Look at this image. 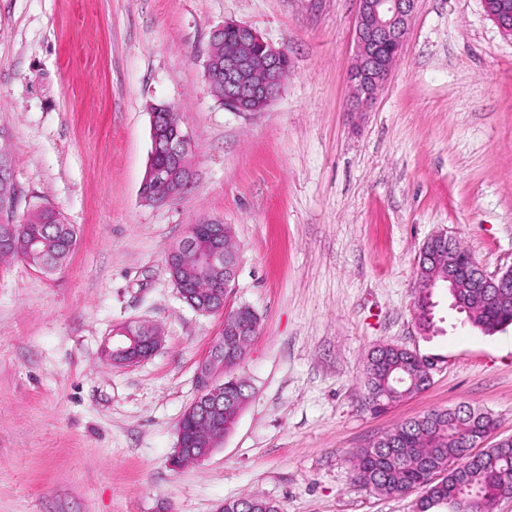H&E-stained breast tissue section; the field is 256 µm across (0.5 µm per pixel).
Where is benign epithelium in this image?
<instances>
[{
    "mask_svg": "<svg viewBox=\"0 0 512 512\" xmlns=\"http://www.w3.org/2000/svg\"><path fill=\"white\" fill-rule=\"evenodd\" d=\"M357 56L349 79L353 111H366L379 88L389 79L392 66L401 54L416 0H357ZM485 9L501 30L512 35V5L507 0H483ZM229 32L236 35L224 43V57L212 46L205 51V75L215 88H224V105L237 112H259L281 93L284 75L281 66L286 51L265 41L251 26L228 21L214 30L210 41ZM153 149L141 195L150 202H166L171 191L185 190L192 183L190 138L177 122L176 107L167 102L148 105ZM207 271L224 272V293L207 291L201 301L204 313L222 312L236 279L239 253L225 224H209L204 234L189 227L182 240L167 254V267L174 286L181 284V271L188 263ZM481 276L483 287L497 288L512 278V267L501 274H489L474 259L465 256L448 239V283L452 288H469L471 279ZM255 312L235 310L224 322L223 336L211 346L196 372L197 394L179 422L177 443L169 457V467L179 470L207 460L224 441V380L230 367L224 359V337L233 336L248 344L257 326ZM161 332L149 323L126 324L112 330V360L121 368L147 360L162 347Z\"/></svg>",
    "mask_w": 512,
    "mask_h": 512,
    "instance_id": "1",
    "label": "benign epithelium"
}]
</instances>
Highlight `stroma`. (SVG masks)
<instances>
[{"label": "stroma", "instance_id": "1", "mask_svg": "<svg viewBox=\"0 0 512 512\" xmlns=\"http://www.w3.org/2000/svg\"><path fill=\"white\" fill-rule=\"evenodd\" d=\"M356 0H0V152L21 206L77 230L59 268L0 262V512H216L256 495L280 512H414L349 453L395 424L469 404L512 436V326L486 334L447 289L433 332L414 301L423 243L456 238L512 267V36L483 0H417L374 103L350 109ZM248 24L288 50L282 93L235 112L204 72L210 36ZM193 146L177 200L145 202L152 102ZM229 224L240 267L227 309L259 330L236 370L252 397L220 449L174 471L177 424L224 317L179 297L168 250ZM161 328L149 360L102 356L113 328ZM431 365L424 392L364 406L368 352Z\"/></svg>", "mask_w": 512, "mask_h": 512}]
</instances>
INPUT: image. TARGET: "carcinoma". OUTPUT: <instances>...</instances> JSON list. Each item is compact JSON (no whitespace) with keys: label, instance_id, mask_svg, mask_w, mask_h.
Returning a JSON list of instances; mask_svg holds the SVG:
<instances>
[{"label":"carcinoma","instance_id":"obj_1","mask_svg":"<svg viewBox=\"0 0 512 512\" xmlns=\"http://www.w3.org/2000/svg\"><path fill=\"white\" fill-rule=\"evenodd\" d=\"M77 240L74 225L46 204H33L15 219L9 249L28 265L51 272L61 266ZM466 320L490 334L512 324V288H454ZM365 406L383 412L397 401L424 391L431 383L418 355L380 345L364 366ZM252 396L247 381L224 382V413L232 417L240 398ZM491 415L470 405L430 411L397 425L380 438L353 450L356 479L379 492L421 488L417 512H487L505 492L512 493V436L473 457L476 430L494 428ZM224 512H278L261 497L224 501Z\"/></svg>","mask_w":512,"mask_h":512}]
</instances>
